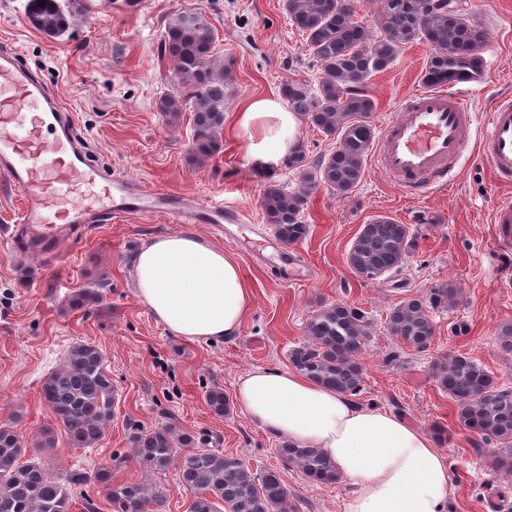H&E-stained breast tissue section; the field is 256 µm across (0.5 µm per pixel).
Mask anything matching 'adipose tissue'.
Here are the masks:
<instances>
[{
    "label": "adipose tissue",
    "instance_id": "ef3b65f1",
    "mask_svg": "<svg viewBox=\"0 0 512 512\" xmlns=\"http://www.w3.org/2000/svg\"><path fill=\"white\" fill-rule=\"evenodd\" d=\"M299 118L281 100L257 98L236 115L250 152L279 165L292 150ZM137 296L174 336L221 341L235 336L251 305L238 263L192 232L156 236L134 267ZM247 417L293 445L314 447L336 463L350 491L344 512H448L450 471L433 437L384 409L362 408L348 396L301 374L257 368L235 391Z\"/></svg>",
    "mask_w": 512,
    "mask_h": 512
}]
</instances>
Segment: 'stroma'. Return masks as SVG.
Returning a JSON list of instances; mask_svg holds the SVG:
<instances>
[{"instance_id": "1", "label": "stroma", "mask_w": 512, "mask_h": 512, "mask_svg": "<svg viewBox=\"0 0 512 512\" xmlns=\"http://www.w3.org/2000/svg\"><path fill=\"white\" fill-rule=\"evenodd\" d=\"M113 2L80 0L68 32L50 38L29 24L25 0H0V45L37 68L73 110L78 132L107 174L150 189L224 198L268 232L250 142L234 114L254 98L279 96L286 81L318 77L284 0H150L136 15L115 10ZM464 6L487 32L484 74L462 88L472 111L482 115L499 98L512 96V0H464ZM184 11L207 17L217 32V58L233 63L221 148L202 164L190 155L192 112L184 109L172 118L156 110L158 97L176 83L160 59L163 34L169 20ZM429 53L422 41L408 43L396 65L369 80L372 125L397 116L401 102L423 89ZM481 133L480 125L471 127L453 182L425 194L404 192L370 164L348 198L318 188L304 211L308 236L282 250L283 257L309 266L311 275L303 282L283 283L275 267L257 263L223 234L189 225V232L238 262L252 292L239 332L218 342L172 336L135 293L139 247L178 232V225L162 215L94 224L84 234L64 237L59 262L48 265L7 242L22 195L0 180V426H10L34 448L41 430L54 421L40 396L43 380L61 366L70 346L90 343L101 349L112 372V421L92 448L69 447L58 436L55 448L40 454L50 471L104 468L113 483L142 482L162 492L166 512H189L192 496L177 465L148 472L131 455L134 430L173 427L191 434L195 447L219 448L251 468L278 471L288 488L289 512H344L346 484L314 483L283 462L276 452L279 438L233 404L245 373L288 368L287 354L303 341L312 312L323 303L343 302L365 310L374 332L361 357L365 379L355 403L387 409L423 431L434 423L447 428L441 449L451 470L448 512H512V476L492 469L475 436L459 427L457 405L440 389L432 368L440 356L463 353L512 386V352L499 341L501 327L512 324V246L498 239L492 224L498 203L512 198V186L496 181L481 154ZM379 216L410 225L415 246L399 272L368 282L348 267L346 254L361 226ZM97 281L98 303L71 305L72 295ZM436 288L455 289L458 298L433 310L436 332L429 351L399 348L385 331L389 310ZM394 349L400 360L387 362ZM215 386L231 401L221 416L205 402Z\"/></svg>"}]
</instances>
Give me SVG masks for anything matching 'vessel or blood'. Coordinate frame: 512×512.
<instances>
[{
	"label": "vessel or blood",
	"instance_id": "vessel-or-blood-1",
	"mask_svg": "<svg viewBox=\"0 0 512 512\" xmlns=\"http://www.w3.org/2000/svg\"><path fill=\"white\" fill-rule=\"evenodd\" d=\"M473 114L460 90L428 88L406 98L378 135L373 164L405 191L422 194L445 181L467 146ZM483 155L501 180L512 178V98L486 119ZM0 178L20 191L15 236L31 253L58 258L61 234L112 218L163 214L177 224H243L238 207L219 198L149 190L106 176L93 161L61 98L0 47Z\"/></svg>",
	"mask_w": 512,
	"mask_h": 512
}]
</instances>
